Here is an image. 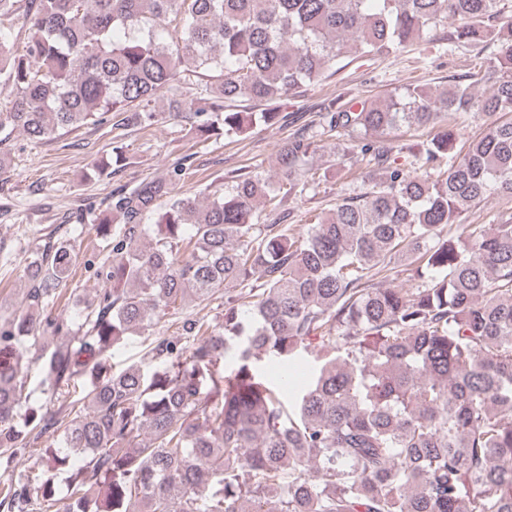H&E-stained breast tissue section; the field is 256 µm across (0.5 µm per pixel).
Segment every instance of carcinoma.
<instances>
[{
    "mask_svg": "<svg viewBox=\"0 0 512 512\" xmlns=\"http://www.w3.org/2000/svg\"><path fill=\"white\" fill-rule=\"evenodd\" d=\"M497 2L0 0V18L35 31L20 55L0 31V78L16 90L0 134L34 142L89 123L150 127L158 92L192 87L196 137L243 135L280 123L281 97L345 60L396 53L450 20L449 46L498 47L478 70L490 94L408 85L332 101L275 175L251 171L206 204L174 193L180 166L112 190L94 219L108 256L94 275L112 287L75 330L40 314L75 261L48 236L26 267V312L0 324V476L51 428L60 447L36 480L0 483V512H512V213L464 223L489 197L512 199V20L494 25ZM170 14L175 41L154 27ZM475 114L485 127L467 143ZM404 126L438 132L395 150L385 137ZM318 136L376 174L300 234L286 202L327 181L303 168ZM126 149L114 137L100 172ZM265 208L277 223H260ZM401 274L415 287L391 285ZM188 301L222 320L188 318L152 340L156 366L108 373L109 349ZM48 328L68 337L40 356L56 411L21 378ZM304 355L318 366L288 400V380L256 368ZM76 375L86 393L71 400Z\"/></svg>",
    "mask_w": 512,
    "mask_h": 512,
    "instance_id": "1",
    "label": "carcinoma"
}]
</instances>
